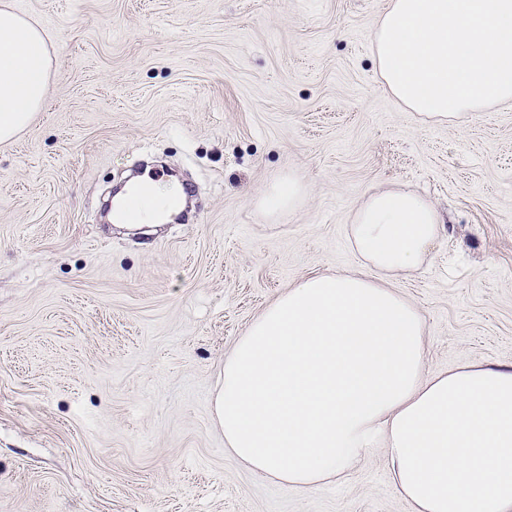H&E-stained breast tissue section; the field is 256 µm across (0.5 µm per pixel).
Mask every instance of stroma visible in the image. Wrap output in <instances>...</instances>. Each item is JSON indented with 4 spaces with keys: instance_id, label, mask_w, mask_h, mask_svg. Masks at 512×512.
Returning <instances> with one entry per match:
<instances>
[{
    "instance_id": "35a3bbf8",
    "label": "stroma",
    "mask_w": 512,
    "mask_h": 512,
    "mask_svg": "<svg viewBox=\"0 0 512 512\" xmlns=\"http://www.w3.org/2000/svg\"><path fill=\"white\" fill-rule=\"evenodd\" d=\"M389 0H10L45 30L47 105L0 144V512H412L381 447L306 491L241 466L224 358L286 289L357 271L352 218L407 187L442 216L390 286L425 371L512 368V100L437 124L384 87ZM196 188L127 234L134 172ZM297 175L293 211L261 198Z\"/></svg>"
}]
</instances>
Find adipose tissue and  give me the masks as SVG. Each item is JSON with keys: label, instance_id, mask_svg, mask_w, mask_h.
<instances>
[{"label": "adipose tissue", "instance_id": "ef3b65f1", "mask_svg": "<svg viewBox=\"0 0 512 512\" xmlns=\"http://www.w3.org/2000/svg\"><path fill=\"white\" fill-rule=\"evenodd\" d=\"M386 89L437 123L512 99V0H389L372 30ZM43 28L0 0V143L45 104ZM138 226L181 188L145 183ZM408 189L369 193L350 226L368 273L316 275L284 291L224 359L215 423L250 471L309 489L381 443L413 512H512V369L427 375L417 309L390 288L438 237Z\"/></svg>", "mask_w": 512, "mask_h": 512}]
</instances>
